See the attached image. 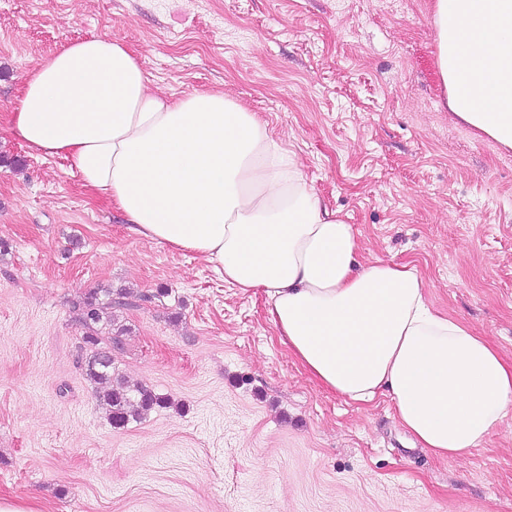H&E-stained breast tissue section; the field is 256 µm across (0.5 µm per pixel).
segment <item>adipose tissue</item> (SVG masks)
Returning a JSON list of instances; mask_svg holds the SVG:
<instances>
[{"mask_svg":"<svg viewBox=\"0 0 512 512\" xmlns=\"http://www.w3.org/2000/svg\"><path fill=\"white\" fill-rule=\"evenodd\" d=\"M433 21L447 110L512 148V0H434ZM10 130L70 161L130 235L263 293L279 342L319 384L356 403L390 396L438 457L472 455L512 409V359L434 311L415 268L360 262L353 225L230 93L152 90L133 51L91 37L29 74Z\"/></svg>","mask_w":512,"mask_h":512,"instance_id":"adipose-tissue-1","label":"adipose tissue"}]
</instances>
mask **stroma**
<instances>
[{
    "label": "stroma",
    "mask_w": 512,
    "mask_h": 512,
    "mask_svg": "<svg viewBox=\"0 0 512 512\" xmlns=\"http://www.w3.org/2000/svg\"><path fill=\"white\" fill-rule=\"evenodd\" d=\"M434 0H0V500L32 512H512V412L468 458L414 444L389 398L321 386L263 294L128 234L5 121L79 39L136 52L151 87L221 89L430 305L512 359V148L444 106ZM111 290L112 370L169 398L112 428L71 304Z\"/></svg>",
    "instance_id": "stroma-1"
}]
</instances>
